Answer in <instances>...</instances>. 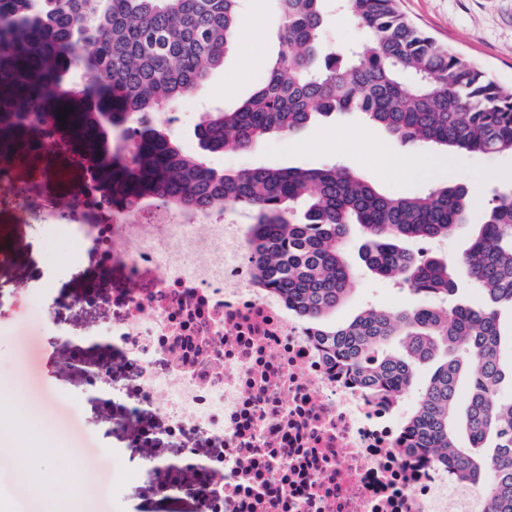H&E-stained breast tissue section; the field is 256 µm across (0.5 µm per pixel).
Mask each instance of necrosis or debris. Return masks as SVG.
<instances>
[{
	"label": "necrosis or debris",
	"mask_w": 512,
	"mask_h": 512,
	"mask_svg": "<svg viewBox=\"0 0 512 512\" xmlns=\"http://www.w3.org/2000/svg\"><path fill=\"white\" fill-rule=\"evenodd\" d=\"M94 215L67 225L102 273L75 305H107L98 373L144 390L131 412L140 449L167 492L193 491V512H486L481 491L407 457L397 401L369 394L326 358L310 329L256 287L248 227L146 200L118 209L93 181L74 200ZM177 443L176 459L157 445Z\"/></svg>",
	"instance_id": "4bbe7bcc"
}]
</instances>
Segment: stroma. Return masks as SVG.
<instances>
[{"mask_svg":"<svg viewBox=\"0 0 512 512\" xmlns=\"http://www.w3.org/2000/svg\"><path fill=\"white\" fill-rule=\"evenodd\" d=\"M402 10L421 28L481 63L504 90L512 91V0H400ZM240 21L253 23L258 38L233 44L224 63L189 96L178 101V112L231 111L240 106L265 81L269 55L276 50L280 19L272 0H242ZM428 149L405 142L358 114L317 120L292 136L264 138L250 151L227 150L206 154L217 169L266 167L318 168L338 164L359 174L381 190L414 196L436 184L427 173L405 174L401 161L411 156L430 157ZM497 177H488V170ZM83 176L68 158L51 154L38 174L14 170L0 184V419L13 407L37 398L41 414L49 421L63 455L44 461L40 454L26 455L30 469L63 473L68 452L88 461L79 512H192L190 499L166 498L161 483L144 465L138 449L127 447L125 408L134 406L139 391H129L122 407L104 414L95 395L86 393L71 373L57 371L56 362L66 343H79L100 335L104 312L83 310L73 304L86 276L96 271L92 252H84L78 274L59 276L55 265L68 258L69 243L52 224H81L77 211L60 212ZM447 182L466 184L472 195L468 224L447 240L432 246L433 254L458 257L469 247L482 211L495 190L512 184V154L472 153L452 157ZM40 194L47 202L41 210H23L19 192ZM363 243L353 229L347 254L354 268L353 288L328 324L343 326L364 310L412 308L423 299L368 270L358 256ZM51 288L62 302L43 312L41 289ZM21 441L0 438V500L17 512H47L49 492L37 491L19 476L17 459Z\"/></svg>","mask_w":512,"mask_h":512,"instance_id":"obj_1","label":"stroma"}]
</instances>
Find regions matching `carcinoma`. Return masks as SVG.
<instances>
[{
    "mask_svg": "<svg viewBox=\"0 0 512 512\" xmlns=\"http://www.w3.org/2000/svg\"><path fill=\"white\" fill-rule=\"evenodd\" d=\"M239 2L0 0V161L27 167L63 144L123 209L148 199L193 212L248 211L257 278L367 390L397 397L419 365L442 358L405 422L404 451L452 466L484 490L487 512H512V400L499 391V314L512 309V185L495 191L455 264L403 243L446 239L466 223L463 184L402 197L335 164L219 171L185 152L155 116L223 64L238 37ZM274 2L281 26L267 79L237 109L201 115L194 133L202 149L248 150L319 117L358 112L421 146L512 154V93L413 23L399 0H345L363 37L338 51L324 43L327 0ZM78 69L80 81L67 80ZM354 225L365 237L359 258L367 269L432 302L326 324L351 290L346 242ZM459 265L480 292L476 305L448 301ZM393 336L401 337L399 355L386 351ZM464 376L468 448L453 431Z\"/></svg>",
    "mask_w": 512,
    "mask_h": 512,
    "instance_id": "cac0c4a2",
    "label": "carcinoma"
}]
</instances>
